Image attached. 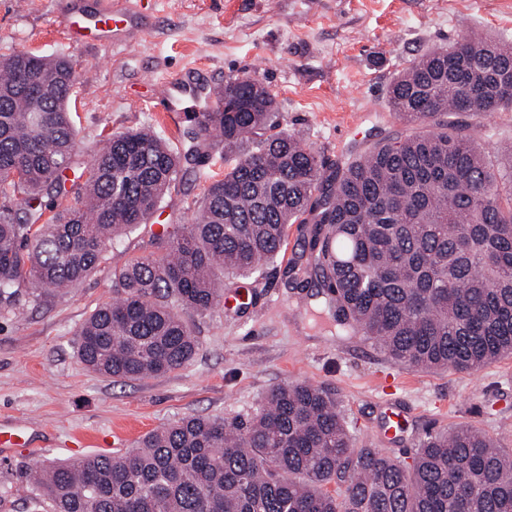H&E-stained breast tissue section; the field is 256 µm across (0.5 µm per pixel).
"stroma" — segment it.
I'll use <instances>...</instances> for the list:
<instances>
[{"mask_svg":"<svg viewBox=\"0 0 512 512\" xmlns=\"http://www.w3.org/2000/svg\"><path fill=\"white\" fill-rule=\"evenodd\" d=\"M135 37L70 43L61 0H0V55L64 53L76 64L71 102L75 163L88 166L106 139L150 129L179 151L192 123L166 125L161 80L188 66L216 85L261 80L281 129L327 162H347L385 137L413 131L386 102L411 61L461 35L512 42V0H141ZM483 147L512 144V112L466 118ZM224 158L191 159L149 223L121 239L86 280L64 294L23 297L0 314V427H20L35 451L0 456V512H32L23 473L52 460L122 453L187 415L232 419L268 392L296 383L335 390L357 446L411 462L427 431L472 425L512 448V358L476 373L390 362L362 333L337 335L322 301L303 299L279 273L254 285L252 304L216 305L194 319V359L166 375L112 381L86 368L76 332L112 299V269L161 255L155 226L189 223ZM407 419L388 423L392 405Z\"/></svg>","mask_w":512,"mask_h":512,"instance_id":"stroma-1","label":"stroma"}]
</instances>
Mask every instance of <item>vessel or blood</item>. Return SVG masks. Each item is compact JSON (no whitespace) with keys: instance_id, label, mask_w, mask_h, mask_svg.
Returning <instances> with one entry per match:
<instances>
[{"instance_id":"b4317fda","label":"vessel or blood","mask_w":512,"mask_h":512,"mask_svg":"<svg viewBox=\"0 0 512 512\" xmlns=\"http://www.w3.org/2000/svg\"><path fill=\"white\" fill-rule=\"evenodd\" d=\"M134 9L120 0H101L94 15H87L79 0H70L66 10L68 32L72 35L92 37L101 43L126 40L133 31ZM163 110L172 122H190L203 112L218 111L220 92L214 86H202L190 80L188 73H181L164 85Z\"/></svg>"}]
</instances>
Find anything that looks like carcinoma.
<instances>
[{"label": "carcinoma", "mask_w": 512, "mask_h": 512, "mask_svg": "<svg viewBox=\"0 0 512 512\" xmlns=\"http://www.w3.org/2000/svg\"><path fill=\"white\" fill-rule=\"evenodd\" d=\"M72 61L0 59V312L22 289L39 299L85 280L127 230L155 213L182 156L150 130L117 133L95 155L79 200L66 203L77 129ZM230 78L225 109L198 131L231 150L190 224L160 256L112 270V302L77 333V356L115 381L186 366L199 347L188 314L243 288L282 253L288 225L307 224L283 276L325 296L336 327L360 331L397 365L478 372L512 356V149L509 172L453 112L512 111V43L463 36L412 62L389 108L438 132L393 138L353 162L327 164L279 126L275 97ZM51 216H46V212ZM45 512H512V452L472 425L426 434L412 463L356 448L332 390L272 389L245 418L187 416L124 453L31 471Z\"/></svg>", "instance_id": "1"}]
</instances>
